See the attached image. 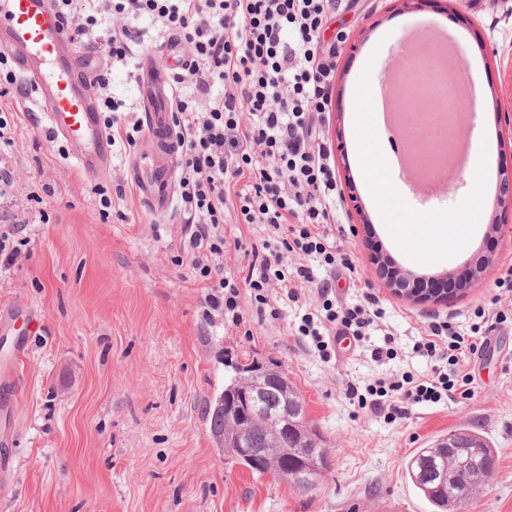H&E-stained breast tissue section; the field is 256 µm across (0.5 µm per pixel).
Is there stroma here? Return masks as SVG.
<instances>
[{"label": "stroma", "instance_id": "obj_1", "mask_svg": "<svg viewBox=\"0 0 512 512\" xmlns=\"http://www.w3.org/2000/svg\"><path fill=\"white\" fill-rule=\"evenodd\" d=\"M449 26L466 65L475 66L481 101L474 114L482 132L464 145L455 193L406 189L404 213L422 233L411 246L393 242L369 200L364 170L383 166L402 183L393 158L400 145L386 127L353 139L361 108L357 92L381 84L394 49L408 38ZM139 41L115 64L108 94L123 118L144 110L135 73L141 60L165 64L155 46L165 34L137 21ZM336 46L335 77L323 114L336 166V243L349 254L358 281L337 276L336 296L361 301L372 286L386 314L383 331L364 346L323 362L304 346L293 326L318 308L315 289L298 301L273 297L278 317L258 316L243 301L234 324L209 310L207 291L182 263V226L176 210L151 213L133 192L128 164L146 148L117 140L112 165L89 176L74 149L50 138L44 106L29 94L0 98L15 114L7 149L13 210L26 217L18 232L20 255L0 268V316L27 313L26 336L0 331V353L13 364L0 379V512H432L405 477L415 449L459 427L483 434L498 448L488 482L461 512H512V318L498 325L491 346L467 370L474 393L457 400L421 403L408 418L390 422L359 408L350 386L366 388L409 372H430L413 353L415 341L438 316L462 327L487 306L494 280L512 264V213L497 233L487 226L504 187L512 188V0H431L401 9L398 0H343L323 31ZM491 173L474 197V165ZM113 201L103 208L96 185ZM399 270L454 280L476 252L494 263L466 293L415 303L390 293L372 261L374 243ZM392 333L397 356L373 361L371 350ZM257 359L282 366L303 395L307 417L331 450L332 467L307 494L272 476H258L225 460L210 418L232 364Z\"/></svg>", "mask_w": 512, "mask_h": 512}]
</instances>
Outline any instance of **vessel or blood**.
<instances>
[{"mask_svg":"<svg viewBox=\"0 0 512 512\" xmlns=\"http://www.w3.org/2000/svg\"><path fill=\"white\" fill-rule=\"evenodd\" d=\"M13 57L23 81L47 110L51 132L74 146L78 167L97 175L112 163V140L86 89L96 50L77 48L53 0H0V51ZM136 85L146 106L148 149L134 164L133 182L155 213L173 202V171L180 154L171 122L175 88L171 70L139 65Z\"/></svg>","mask_w":512,"mask_h":512,"instance_id":"vessel-or-blood-1","label":"vessel or blood"}]
</instances>
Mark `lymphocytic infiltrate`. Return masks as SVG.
Instances as JSON below:
<instances>
[{
  "label": "lymphocytic infiltrate",
  "mask_w": 512,
  "mask_h": 512,
  "mask_svg": "<svg viewBox=\"0 0 512 512\" xmlns=\"http://www.w3.org/2000/svg\"><path fill=\"white\" fill-rule=\"evenodd\" d=\"M342 0H102L103 8L125 15L106 47L113 62L126 59L138 37L136 20L147 18L169 38L188 45L190 55L174 78L204 91L222 83L224 94L205 111L188 100L175 101L182 163L178 174L183 217V250L212 308L239 322L243 297L257 310H269L268 292L277 288L287 300L316 285L322 304L302 315L297 327L323 361H330L329 337L364 339L380 330L385 311L380 299L364 291L361 303L348 306L331 298L315 268L351 269L330 231L334 221L336 169L322 141V114L334 77L336 49L321 34ZM236 224L269 231L260 261L245 276H225L214 259L243 240L224 232V215ZM298 263L288 266L285 257ZM506 317L498 313L459 333L451 323L434 322L413 349L430 360L427 376L402 374L377 382L358 395L361 408L405 418L412 406L442 397L469 396L471 376L451 379L449 367L480 355L489 335Z\"/></svg>",
  "instance_id": "lymphocytic-infiltrate-1"
}]
</instances>
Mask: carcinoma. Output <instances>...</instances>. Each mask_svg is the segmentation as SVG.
<instances>
[{
    "mask_svg": "<svg viewBox=\"0 0 512 512\" xmlns=\"http://www.w3.org/2000/svg\"><path fill=\"white\" fill-rule=\"evenodd\" d=\"M212 419V434L224 446V455L259 475L288 482L300 493L315 490L331 467L329 449L306 419L305 403L286 373L275 365L251 360L232 366ZM249 395L239 412L250 418L245 433H235L227 416L225 398ZM288 410L294 432L273 437L262 414ZM263 461L257 466L254 454ZM498 460L497 449L481 433L454 430L409 458L406 474L433 512H456L483 490Z\"/></svg>",
    "mask_w": 512,
    "mask_h": 512,
    "instance_id": "1",
    "label": "carcinoma"
}]
</instances>
